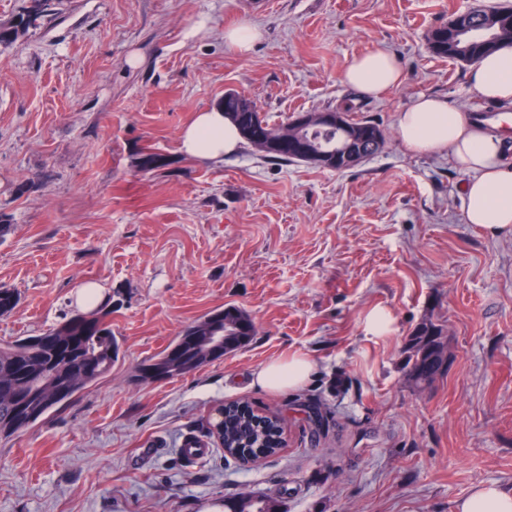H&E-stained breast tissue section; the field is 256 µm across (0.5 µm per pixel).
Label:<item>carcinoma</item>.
<instances>
[{"instance_id":"1","label":"carcinoma","mask_w":512,"mask_h":512,"mask_svg":"<svg viewBox=\"0 0 512 512\" xmlns=\"http://www.w3.org/2000/svg\"><path fill=\"white\" fill-rule=\"evenodd\" d=\"M50 0H32V5L8 23H0V43H12L37 27V21L47 15ZM493 8H477L456 14V29L448 25L429 31L430 51L440 57L472 63L492 52L496 45H475L472 54L462 53L459 30L483 18L490 17ZM237 110L234 124L243 139L248 131L265 132L274 140L285 139L292 130V118L271 125L250 100L242 95L228 102ZM349 134L363 127L372 132V140L365 146L370 155L378 154L385 140L384 129L371 119L350 121L343 119ZM305 137L317 141L330 150L336 145V130L326 128L305 132ZM276 164L307 163L336 171L348 170L357 163L336 164L317 162L299 156L289 149L264 155ZM135 167L142 173L166 169L173 161L156 152L141 149L135 153ZM19 294L11 288H0V314L12 312L19 304ZM112 301H107L89 314L76 313L40 336H32L0 346V436H10L42 420L52 411L64 406L74 397L96 384L112 370L119 354V345L112 334ZM255 334L249 315L236 307L216 309L187 326L180 336L157 358L141 365L140 380L160 381L192 372L218 360L245 345ZM225 336L232 347L220 352L212 337ZM443 326L432 321L419 326L411 339V355L407 361V375L411 385L424 390L437 378L448 372V364L426 374L421 365L427 359L439 357L447 351ZM224 452L244 460L250 456L269 457L282 448V426L274 414H258L241 402L224 404ZM224 512H280L279 500L268 495L241 494L224 500Z\"/></svg>"}]
</instances>
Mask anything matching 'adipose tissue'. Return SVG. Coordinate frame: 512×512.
Listing matches in <instances>:
<instances>
[{
	"label": "adipose tissue",
	"instance_id": "adipose-tissue-1",
	"mask_svg": "<svg viewBox=\"0 0 512 512\" xmlns=\"http://www.w3.org/2000/svg\"><path fill=\"white\" fill-rule=\"evenodd\" d=\"M342 80L361 95L377 97L399 87L403 75L389 53L377 50L349 63ZM469 82L481 99L512 103V43L502 44L476 61ZM397 129L412 152L447 156L467 173L463 185L467 223L495 232L512 226V157L501 134L470 122L442 97L425 94L398 112ZM241 143L237 128L217 106L197 112L179 137L183 155L216 163ZM313 367L305 355L279 358L262 365L254 382L271 390L296 387L305 382Z\"/></svg>",
	"mask_w": 512,
	"mask_h": 512
}]
</instances>
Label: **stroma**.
<instances>
[{
	"mask_svg": "<svg viewBox=\"0 0 512 512\" xmlns=\"http://www.w3.org/2000/svg\"><path fill=\"white\" fill-rule=\"evenodd\" d=\"M501 0H52V16L0 45V344L75 312L99 283L120 354L71 403L0 437V512H224L242 493L281 512H453L476 488L512 494V231L467 223V174L403 143L396 115L419 93L484 108L469 64L432 54L428 32ZM208 18L206 37L187 29ZM263 36L240 55L241 22ZM385 50L404 82L362 99L341 81ZM139 54L131 66V54ZM269 123L351 109L386 131L358 166L278 165L252 146L213 163L182 156L181 129L225 91ZM175 161L138 172L140 148ZM253 320L245 346L183 376L139 366L209 312ZM377 310L387 332L367 324ZM448 332L453 363L426 390L408 382L424 321ZM294 354L308 381L254 385ZM243 400L280 417L284 446L244 463L210 427ZM208 453L187 461L183 436ZM260 36V29L249 23L239 24L224 34L227 45L241 55L248 53Z\"/></svg>",
	"mask_w": 512,
	"mask_h": 512,
	"instance_id": "35a3bbf8",
	"label": "stroma"
}]
</instances>
